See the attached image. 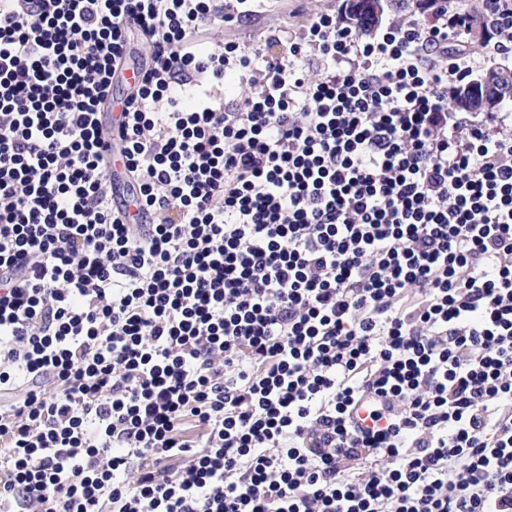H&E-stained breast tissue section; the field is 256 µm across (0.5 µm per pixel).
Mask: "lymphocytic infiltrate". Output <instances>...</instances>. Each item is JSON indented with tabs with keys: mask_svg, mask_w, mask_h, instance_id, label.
Masks as SVG:
<instances>
[{
	"mask_svg": "<svg viewBox=\"0 0 512 512\" xmlns=\"http://www.w3.org/2000/svg\"><path fill=\"white\" fill-rule=\"evenodd\" d=\"M261 6L0 0V512H512V135L426 61L467 18L210 45Z\"/></svg>",
	"mask_w": 512,
	"mask_h": 512,
	"instance_id": "lymphocytic-infiltrate-1",
	"label": "lymphocytic infiltrate"
}]
</instances>
